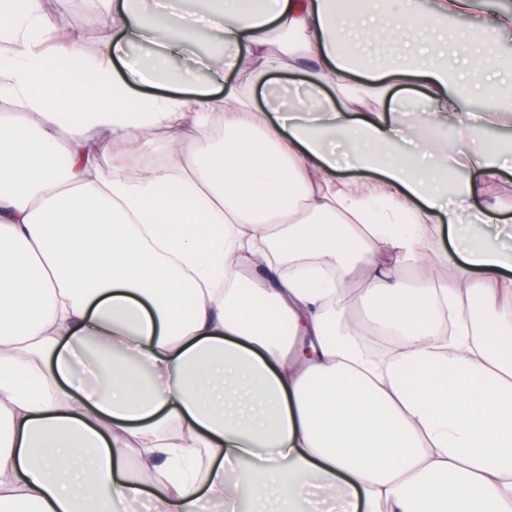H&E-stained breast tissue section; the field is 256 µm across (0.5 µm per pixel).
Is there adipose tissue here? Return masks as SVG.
I'll return each mask as SVG.
<instances>
[{
    "label": "adipose tissue",
    "instance_id": "1",
    "mask_svg": "<svg viewBox=\"0 0 512 512\" xmlns=\"http://www.w3.org/2000/svg\"><path fill=\"white\" fill-rule=\"evenodd\" d=\"M38 2L0 0V512H240L244 487L287 512H512V246L498 203L459 213L508 152L474 132L512 111L464 104L512 92V13L113 0L84 61L44 50L62 32ZM159 127L183 130L177 166L131 178L86 136L119 157ZM440 219L458 261L421 249Z\"/></svg>",
    "mask_w": 512,
    "mask_h": 512
}]
</instances>
